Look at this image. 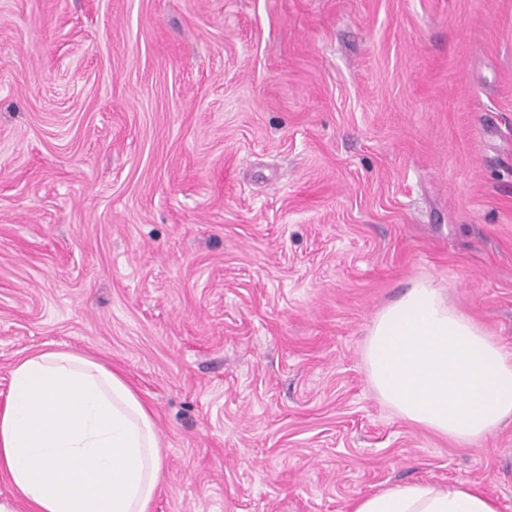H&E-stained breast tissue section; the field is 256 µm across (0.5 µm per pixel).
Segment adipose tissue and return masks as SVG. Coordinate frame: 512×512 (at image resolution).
<instances>
[{"mask_svg": "<svg viewBox=\"0 0 512 512\" xmlns=\"http://www.w3.org/2000/svg\"><path fill=\"white\" fill-rule=\"evenodd\" d=\"M372 388L403 418L474 444L512 417V352L419 279L374 319L364 350ZM162 459L154 422L111 369L45 350L11 371L0 409V512H149ZM349 512H500L466 481L416 482L360 498Z\"/></svg>", "mask_w": 512, "mask_h": 512, "instance_id": "ef3b65f1", "label": "adipose tissue"}]
</instances>
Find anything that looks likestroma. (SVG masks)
<instances>
[{
    "label": "stroma",
    "instance_id": "35a3bbf8",
    "mask_svg": "<svg viewBox=\"0 0 512 512\" xmlns=\"http://www.w3.org/2000/svg\"><path fill=\"white\" fill-rule=\"evenodd\" d=\"M418 278L512 351V0H0V408L44 351L120 374L149 512H345L470 481L365 368Z\"/></svg>",
    "mask_w": 512,
    "mask_h": 512
}]
</instances>
